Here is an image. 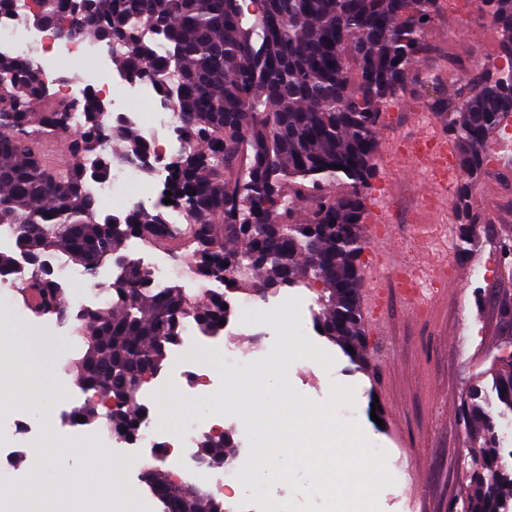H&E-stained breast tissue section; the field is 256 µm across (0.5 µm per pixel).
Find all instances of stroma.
Listing matches in <instances>:
<instances>
[{
    "label": "stroma",
    "instance_id": "obj_1",
    "mask_svg": "<svg viewBox=\"0 0 512 512\" xmlns=\"http://www.w3.org/2000/svg\"><path fill=\"white\" fill-rule=\"evenodd\" d=\"M469 0H440V12L426 31L430 52L422 61L432 73L428 88L410 91L389 108L390 122L381 129L375 157L376 176L370 182L367 203L373 221L364 226L367 241H374L380 226H387L390 246L399 261L414 268L419 255L412 224L419 214L421 185L405 176L396 142L419 138L415 114L436 118L434 101L457 98L478 89L484 63L494 55L498 34L482 11L469 10ZM512 193V174L486 170L478 187L476 220L471 224L467 253L459 251L463 219L452 214L444 232L452 264L464 275L448 298L420 317H412L408 304L390 293L382 313L386 335L371 337L376 349H389L391 361L370 358L351 363L340 348L317 329L316 294L305 286L279 288L263 299L239 300L222 339L243 351L263 353L264 364L274 356H287L285 330H293L303 343H317L334 358V381L320 377L315 362L299 360L289 370L296 393L321 401L332 383L354 389L353 409L362 431L387 455L395 478L378 496L382 512H448L460 503L471 448V430L463 413L472 402L496 411L498 401L489 370L504 355L512 340V323L503 316L500 302L512 294V238L504 227L512 225V211H502L505 194ZM494 263L493 273L476 279L475 270ZM0 311L8 328L29 338L47 353V376L57 380L60 359L68 355L66 332L42 331L38 317L19 318L15 302L0 297ZM270 316L285 318V328L267 324ZM224 428L230 429L239 448L237 467L255 458L259 429L250 418L227 410Z\"/></svg>",
    "mask_w": 512,
    "mask_h": 512
}]
</instances>
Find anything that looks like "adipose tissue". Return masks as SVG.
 Masks as SVG:
<instances>
[{"label": "adipose tissue", "instance_id": "1", "mask_svg": "<svg viewBox=\"0 0 512 512\" xmlns=\"http://www.w3.org/2000/svg\"><path fill=\"white\" fill-rule=\"evenodd\" d=\"M45 373L46 363L39 352L26 350L12 334L0 335V388L11 389L21 401L32 393H39L36 417L41 421L47 420L53 402L66 393V386L62 383L47 393H40L39 387ZM46 464L55 491L52 498L43 501V512H68L69 504L76 499L80 489L88 484L95 487L98 495L111 496L114 512H145L137 494H123L119 491L123 462H113L110 474L105 477L79 470L69 464L67 457L54 453L47 455Z\"/></svg>", "mask_w": 512, "mask_h": 512}]
</instances>
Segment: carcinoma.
<instances>
[{
  "mask_svg": "<svg viewBox=\"0 0 512 512\" xmlns=\"http://www.w3.org/2000/svg\"><path fill=\"white\" fill-rule=\"evenodd\" d=\"M253 2L250 9L245 0H30L34 26L63 41L108 43L129 81L151 78L176 114L180 139L193 144L168 165L174 204L129 207L117 229L86 184L108 176L116 146L126 165L148 158L147 144L107 120L100 100L55 99L30 58L0 51V225L12 226L31 259L23 289L33 311L67 318L47 253L90 276L131 238L187 252L220 284L188 311L183 289L148 287L149 271L134 262L105 289L108 302L77 319L85 341L72 366L82 387L110 403L102 412L88 401L78 415L105 418L124 439L147 416L132 389L163 369L187 316L204 332L221 328L230 293L263 298L284 285L317 284L323 336L354 363L368 356L356 259L367 245L365 189L382 114L408 86L430 82L417 63L429 51L425 31L438 0ZM480 2L500 34L496 57L475 94L438 112L457 147L454 204L466 216L492 162L490 134L512 113V0ZM53 140L65 149L62 164L48 151ZM313 194L299 214L297 203ZM171 206L185 215L180 236L166 224ZM497 362V397L512 413V351ZM466 419L474 436L463 512H507L512 471L500 457L497 421L478 404ZM196 447L210 467L228 462L220 436H202ZM146 477L162 488L168 512H221L211 494L165 470Z\"/></svg>",
  "mask_w": 512,
  "mask_h": 512,
  "instance_id": "cac0c4a2",
  "label": "carcinoma"
}]
</instances>
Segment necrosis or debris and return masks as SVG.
Returning <instances> with one entry per match:
<instances>
[{
  "mask_svg": "<svg viewBox=\"0 0 512 512\" xmlns=\"http://www.w3.org/2000/svg\"><path fill=\"white\" fill-rule=\"evenodd\" d=\"M27 3L28 0H17L10 13L0 15V50L36 58L43 86H57L62 97L68 98L80 91L110 104L127 125L142 132L155 156L170 158L184 149L183 141L160 136L161 130L173 124L174 115L152 82L131 84L122 75L114 73L109 45L83 37L64 43L53 30L28 24L25 20ZM63 67L74 71L77 84L62 83L58 72ZM133 100L146 104V111L130 108L129 103ZM166 176L167 170L162 166L150 175L126 165L112 172L107 179L89 181L87 190L103 201L122 198L128 205L148 207L156 202L158 185ZM129 257L148 269L151 287L166 288L177 282L191 297L211 288L210 281L202 276L192 260L180 258L154 241L136 240ZM46 261L52 269L55 288L73 314L79 315L101 305L97 287L88 283L80 269L68 265L55 253L48 254ZM220 427L217 420L191 416L175 430L164 434L149 418L140 425L137 442L141 447L155 449L164 462L179 470L191 457L198 435Z\"/></svg>",
  "mask_w": 512,
  "mask_h": 512,
  "instance_id": "1",
  "label": "necrosis or debris"
}]
</instances>
